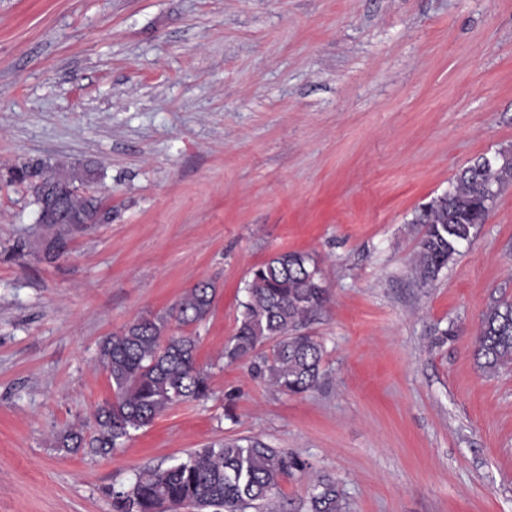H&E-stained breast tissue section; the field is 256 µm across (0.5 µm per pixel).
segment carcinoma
<instances>
[{
	"instance_id": "carcinoma-1",
	"label": "carcinoma",
	"mask_w": 512,
	"mask_h": 512,
	"mask_svg": "<svg viewBox=\"0 0 512 512\" xmlns=\"http://www.w3.org/2000/svg\"><path fill=\"white\" fill-rule=\"evenodd\" d=\"M478 158L456 176L443 196L419 212L423 232L415 271L422 283L433 280L488 220L502 189L512 183V152H500L492 165ZM10 180L25 183L35 202L50 189L57 197L58 218L51 226L88 220L102 210L99 197L80 191L92 181V171L63 170L43 161H27L8 169ZM245 300L234 335L224 345L230 363L250 362L278 391L298 395L319 384L323 345L299 328L326 301L320 269L305 253H279L251 270ZM215 288L198 282L178 301L170 317L138 319L108 338L101 349L114 395L96 410L95 434L70 429L57 438L60 448H87L107 455L131 431L150 425L172 406L204 400L210 393L209 375L196 364L197 338L168 336L169 319L181 326L197 324L210 314ZM271 344L270 352L263 347ZM487 372L512 362V300H494L481 320L474 351ZM303 470L296 456L258 438H231L188 455L165 469L140 473L126 490L115 493L118 512H167L183 505L194 512H246L270 502L281 481ZM308 512H345L336 482L321 478Z\"/></svg>"
}]
</instances>
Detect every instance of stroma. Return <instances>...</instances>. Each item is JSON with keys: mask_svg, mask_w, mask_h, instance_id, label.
I'll return each instance as SVG.
<instances>
[{"mask_svg": "<svg viewBox=\"0 0 512 512\" xmlns=\"http://www.w3.org/2000/svg\"><path fill=\"white\" fill-rule=\"evenodd\" d=\"M512 150V0H0V512H116L115 492L205 445L257 437L348 512H512V365L474 356L512 298V185L420 286L422 207L481 156ZM30 159L93 162L112 218L48 258ZM308 253L328 299L305 333L318 387L275 390L224 345L253 267ZM211 395L108 455L56 448L113 397L102 343L169 314ZM215 288L210 283L198 282L178 301L169 317L180 326H189L205 320L210 314Z\"/></svg>", "mask_w": 512, "mask_h": 512, "instance_id": "35a3bbf8", "label": "stroma"}]
</instances>
